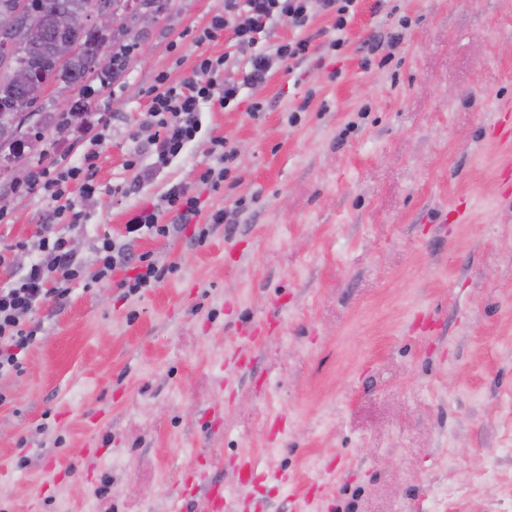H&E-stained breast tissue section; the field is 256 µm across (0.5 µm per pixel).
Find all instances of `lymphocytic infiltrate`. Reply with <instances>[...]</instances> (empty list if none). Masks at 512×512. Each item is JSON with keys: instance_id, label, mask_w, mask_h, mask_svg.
<instances>
[{"instance_id": "lymphocytic-infiltrate-1", "label": "lymphocytic infiltrate", "mask_w": 512, "mask_h": 512, "mask_svg": "<svg viewBox=\"0 0 512 512\" xmlns=\"http://www.w3.org/2000/svg\"><path fill=\"white\" fill-rule=\"evenodd\" d=\"M357 0H224V11L216 15L210 28L201 37L215 38L217 32L228 30L236 44L251 48L249 69L241 79L225 78L223 58H201L197 64V77L187 78L171 85L165 78H158L155 92L144 121L152 133L148 145L158 163H167L178 156L200 129L202 104L214 101L219 107H228L238 99L242 89L256 90L267 81L273 61L297 64L306 60L311 48L310 38L301 34L310 17L311 8L333 17L334 37L329 40L332 50H340L345 40L343 33L354 14ZM297 29V37L274 44L272 50H256L255 45L263 34L279 21ZM98 139H91L77 165L60 169L38 168L31 172L28 187L47 204L50 223L42 225L31 239L17 242L15 247H0V270L11 267L12 250L28 254L30 261L23 274L0 285V377L20 374L23 356L34 346L45 331L40 316L48 303L62 305L69 297L71 285L85 280L94 283L108 277L122 266L133 267L132 277L122 285L129 292L153 287L165 272L146 255L135 254L133 240L142 232L167 236L170 225L161 221L163 213H174L178 223L188 224L199 213L197 197L188 195L181 187H174L160 204L137 212L125 226L124 240L103 237L97 248L96 268L85 271L66 237L55 224L62 220L78 222L81 214L70 201L72 191L83 196H94L98 189L95 181V164Z\"/></svg>"}]
</instances>
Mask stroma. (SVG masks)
<instances>
[{
  "instance_id": "35a3bbf8",
  "label": "stroma",
  "mask_w": 512,
  "mask_h": 512,
  "mask_svg": "<svg viewBox=\"0 0 512 512\" xmlns=\"http://www.w3.org/2000/svg\"><path fill=\"white\" fill-rule=\"evenodd\" d=\"M224 0H167L126 37L123 72L80 96L111 119L97 193L73 194L82 226L59 224L85 263L138 208L174 186L199 194V223L143 235L135 253L176 270L128 293L77 281L18 376L0 378V512H172L181 478L209 468L229 505L262 512H506L512 500V148L492 127L512 110V0H358L341 52L312 13L308 59L274 68L250 103L206 106L201 130L151 180L136 179L158 76L200 56L239 75L249 54L224 31L198 42ZM399 43H365L389 28ZM44 152L0 153L26 170L75 155L54 94L39 101ZM236 153L218 190L199 178L212 140ZM43 202L0 177V242L34 236ZM267 321L261 337L247 331ZM249 345L248 369L235 364ZM260 479L238 483V456ZM495 469L494 482L479 481ZM278 470L287 480L265 479Z\"/></svg>"
}]
</instances>
